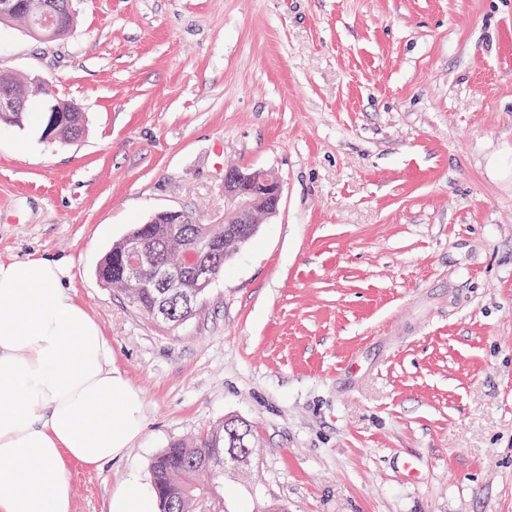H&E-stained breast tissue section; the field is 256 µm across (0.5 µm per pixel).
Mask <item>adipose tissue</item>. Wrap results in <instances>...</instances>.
I'll return each instance as SVG.
<instances>
[{"label": "adipose tissue", "mask_w": 512, "mask_h": 512, "mask_svg": "<svg viewBox=\"0 0 512 512\" xmlns=\"http://www.w3.org/2000/svg\"><path fill=\"white\" fill-rule=\"evenodd\" d=\"M53 257L0 262V512H72L69 462L100 469L145 428L141 396L112 343L66 290ZM108 512H158L130 473Z\"/></svg>", "instance_id": "ef3b65f1"}]
</instances>
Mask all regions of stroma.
I'll return each instance as SVG.
<instances>
[{"instance_id":"stroma-1","label":"stroma","mask_w":512,"mask_h":512,"mask_svg":"<svg viewBox=\"0 0 512 512\" xmlns=\"http://www.w3.org/2000/svg\"><path fill=\"white\" fill-rule=\"evenodd\" d=\"M73 9L0 33V73L87 122L0 129V261L66 259L144 403L123 458L70 464L73 512L229 417L251 461L197 512H512V0ZM229 166L275 170L280 209L161 326L96 270L155 212L214 223Z\"/></svg>"}]
</instances>
